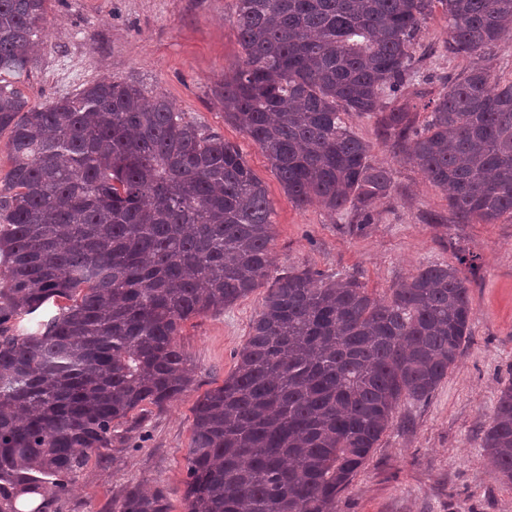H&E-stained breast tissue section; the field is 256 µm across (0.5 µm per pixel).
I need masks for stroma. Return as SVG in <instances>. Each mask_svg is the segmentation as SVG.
I'll return each instance as SVG.
<instances>
[{"label":"stroma","mask_w":512,"mask_h":512,"mask_svg":"<svg viewBox=\"0 0 512 512\" xmlns=\"http://www.w3.org/2000/svg\"><path fill=\"white\" fill-rule=\"evenodd\" d=\"M231 15L232 0H47L36 63L9 81L32 104L74 94L97 80L124 81L145 95H166L177 110L223 135L268 189L276 269L308 266L326 277L355 276L385 300L419 269L454 263L457 250L476 255L478 272L466 282L470 339L427 400L400 402L336 510L512 512V485L488 465L482 447L503 384L512 377V219L448 223L446 194L380 144L375 120L354 113L345 117L348 126L392 174L390 198L358 234L348 229L351 212L335 215L316 203L295 206L266 156L225 122L214 94L225 71L242 58ZM447 44L448 24L437 9L414 46L415 75L402 94L418 123L427 120L425 102L438 96L444 79L470 65L448 52ZM265 294L257 289L224 312L187 321L177 341L191 361L190 391L115 425L111 448L92 455L67 490L48 498L46 512H112L136 484L163 490L170 512H186L192 408L233 371Z\"/></svg>","instance_id":"stroma-1"}]
</instances>
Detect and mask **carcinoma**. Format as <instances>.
<instances>
[{
	"label": "carcinoma",
	"instance_id": "carcinoma-1",
	"mask_svg": "<svg viewBox=\"0 0 512 512\" xmlns=\"http://www.w3.org/2000/svg\"><path fill=\"white\" fill-rule=\"evenodd\" d=\"M47 0H0V512L67 488L112 427L193 378L176 337L268 285L235 369L194 405L187 512H336L403 399H427L472 332L476 257L431 264L373 297L354 276L273 266L266 185L240 150L170 100L122 81L29 104L3 81L35 60ZM243 60L224 120L267 157L295 206L374 221L391 174L343 115L448 198L452 224L512 216V80L475 64L447 82L421 131L393 102L441 6L448 51L483 57L512 35V0H234ZM68 301L32 334L14 322ZM483 448L512 483V378ZM113 512H169L136 485Z\"/></svg>",
	"mask_w": 512,
	"mask_h": 512
}]
</instances>
